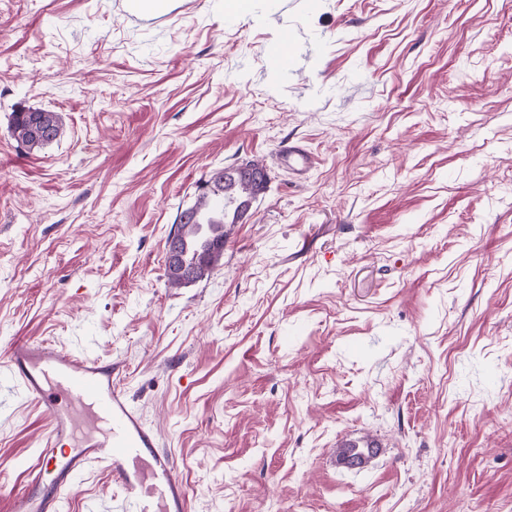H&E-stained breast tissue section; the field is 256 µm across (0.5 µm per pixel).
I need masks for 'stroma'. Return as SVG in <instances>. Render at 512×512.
<instances>
[{
    "label": "stroma",
    "mask_w": 512,
    "mask_h": 512,
    "mask_svg": "<svg viewBox=\"0 0 512 512\" xmlns=\"http://www.w3.org/2000/svg\"><path fill=\"white\" fill-rule=\"evenodd\" d=\"M224 2L0 0V357L111 361L188 512H512V0ZM22 108L60 137L26 153ZM251 159L222 266L169 286L198 182ZM47 431L0 368V512ZM11 132L29 154L36 153L60 136L61 117L57 112L43 109L13 112ZM282 161L288 166L289 171L300 177L310 168L311 160L307 153L298 146L286 147L281 154ZM373 449L374 443L368 440L362 441L361 445L360 442L344 441L336 446V453L339 460L344 462L348 459L368 458L373 453Z\"/></svg>",
    "instance_id": "1"
}]
</instances>
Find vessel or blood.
<instances>
[{
  "mask_svg": "<svg viewBox=\"0 0 512 512\" xmlns=\"http://www.w3.org/2000/svg\"><path fill=\"white\" fill-rule=\"evenodd\" d=\"M281 159L298 176L311 165L294 145ZM4 365L50 424L12 512H63L77 480L95 464L104 465L121 489L112 512H188L172 456L160 450L156 433L120 388L111 363L22 341L9 345Z\"/></svg>",
  "mask_w": 512,
  "mask_h": 512,
  "instance_id": "1",
  "label": "vessel or blood"
}]
</instances>
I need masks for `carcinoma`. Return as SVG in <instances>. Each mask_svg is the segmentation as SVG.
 <instances>
[{"label": "carcinoma", "instance_id": "carcinoma-1", "mask_svg": "<svg viewBox=\"0 0 512 512\" xmlns=\"http://www.w3.org/2000/svg\"><path fill=\"white\" fill-rule=\"evenodd\" d=\"M11 132L28 153H36L60 136L61 117L56 112L43 109L14 112ZM252 166L262 176V183L242 175L235 179L226 178L224 170H215L203 187L197 190L194 204L178 214L174 230L188 265L202 260L214 268L220 265L224 258V243L229 235L227 225L235 223L234 205L240 200L256 197L266 189L268 183L263 164L254 161ZM373 449L374 443L368 440L361 443L344 441L336 446V453L339 460L344 462L367 458Z\"/></svg>", "mask_w": 512, "mask_h": 512}]
</instances>
